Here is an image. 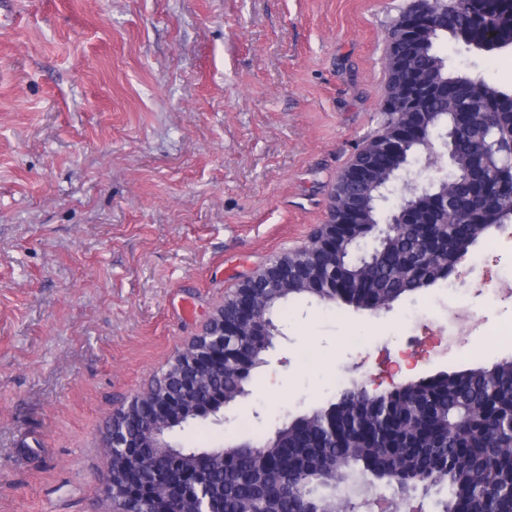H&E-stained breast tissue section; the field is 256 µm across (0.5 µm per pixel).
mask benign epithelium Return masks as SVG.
<instances>
[{
	"mask_svg": "<svg viewBox=\"0 0 512 512\" xmlns=\"http://www.w3.org/2000/svg\"><path fill=\"white\" fill-rule=\"evenodd\" d=\"M501 0H408V5L385 32L388 93L382 105L381 132L368 140L350 165L336 178L325 220L317 225L309 243L274 256L263 268L245 278L224 298V304L209 318L203 332L194 337L160 375L133 395L126 405L112 411L105 452L122 466L108 468L97 489L111 512H145L137 507L147 489L162 479L147 470L137 448H148L157 456L179 453L199 461L229 459L233 453L220 444L213 448H181L171 439V430L185 423L186 408L194 405L191 423H224V397L205 398L206 377L211 369L224 364L237 367L244 375L268 364L266 352L274 349L282 332L270 318L264 288L283 285L294 288L307 280L308 270L297 255L309 253L329 262V274L311 284V292L321 301L350 298L348 275L356 266L369 270L389 261L408 265L411 253L393 254L389 243L408 225L416 228L428 258L455 250L462 255L476 242L470 226L497 227L504 218L497 206L502 197L512 199V124L498 130V113L486 112L481 123L464 107L451 113L449 123L437 121L426 111L435 97L462 99L478 90L455 81L435 82L427 78L409 79L419 64L395 52L400 41L413 40L423 29L450 32L458 27L459 13L472 6V23L477 35L467 40L475 48H502L512 42L501 40L489 20ZM425 157L426 165H419ZM436 167V175L427 171ZM383 171L387 179L376 201L386 200L397 185L409 189L400 203L384 217L368 222L366 209L351 195L355 187L374 185V175ZM419 381L367 388H352L368 405H381L389 393L409 394ZM326 439L343 447L348 427L336 409L324 416ZM281 428L270 436V443L243 444L269 475L288 479L279 458L269 448L280 447ZM185 494L195 501L194 512H213L211 497L199 473L180 479Z\"/></svg>",
	"mask_w": 512,
	"mask_h": 512,
	"instance_id": "1",
	"label": "benign epithelium"
}]
</instances>
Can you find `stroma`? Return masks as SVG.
Instances as JSON below:
<instances>
[{
    "instance_id": "1",
    "label": "stroma",
    "mask_w": 512,
    "mask_h": 512,
    "mask_svg": "<svg viewBox=\"0 0 512 512\" xmlns=\"http://www.w3.org/2000/svg\"><path fill=\"white\" fill-rule=\"evenodd\" d=\"M406 6L18 0V24L0 26V512H104L113 409L323 222L383 122L385 31ZM435 51L512 91V47ZM468 253L479 265L387 309L289 302L249 396L181 443L268 436L400 358L421 378L511 359L512 220ZM457 313L483 327L439 359Z\"/></svg>"
}]
</instances>
